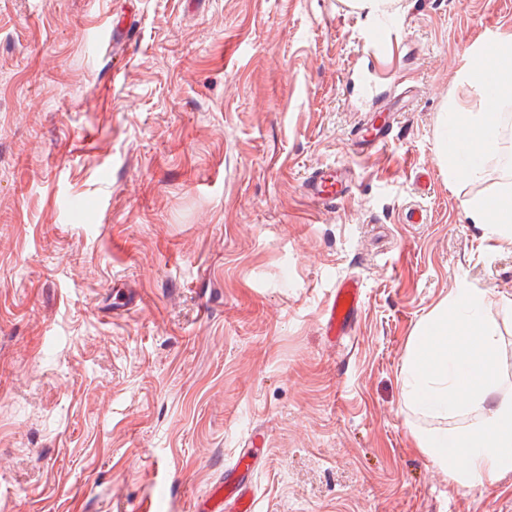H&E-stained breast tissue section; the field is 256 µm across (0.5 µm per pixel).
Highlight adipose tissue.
I'll use <instances>...</instances> for the list:
<instances>
[{
  "mask_svg": "<svg viewBox=\"0 0 512 512\" xmlns=\"http://www.w3.org/2000/svg\"><path fill=\"white\" fill-rule=\"evenodd\" d=\"M461 81L481 92L484 106L457 104L443 116L438 149L453 185L482 179L486 162L501 150L503 112L512 110V31L474 46ZM464 210L488 237L512 244V180L495 195L465 200ZM488 305L485 291L459 284L418 323L401 369L411 412L480 415L464 430L413 433L415 446L455 487L493 485L512 473V394L500 390L502 332Z\"/></svg>",
  "mask_w": 512,
  "mask_h": 512,
  "instance_id": "adipose-tissue-1",
  "label": "adipose tissue"
}]
</instances>
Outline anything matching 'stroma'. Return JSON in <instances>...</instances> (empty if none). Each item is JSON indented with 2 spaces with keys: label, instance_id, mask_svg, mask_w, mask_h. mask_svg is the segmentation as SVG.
<instances>
[{
  "label": "stroma",
  "instance_id": "1",
  "mask_svg": "<svg viewBox=\"0 0 512 512\" xmlns=\"http://www.w3.org/2000/svg\"><path fill=\"white\" fill-rule=\"evenodd\" d=\"M509 30L512 0H0V512H201L244 447L256 512H512V475L456 488L412 446L435 421L400 380L459 281L512 297V245L462 207L512 120L481 181L438 153ZM389 107L395 141L358 153ZM325 164L351 184L323 208ZM346 167H317L309 172L303 182L305 196L318 206H328L344 197L350 186ZM360 288L355 281H341L336 286L333 297L327 303L325 311V330L327 336H339L354 321L360 307Z\"/></svg>",
  "mask_w": 512,
  "mask_h": 512
}]
</instances>
